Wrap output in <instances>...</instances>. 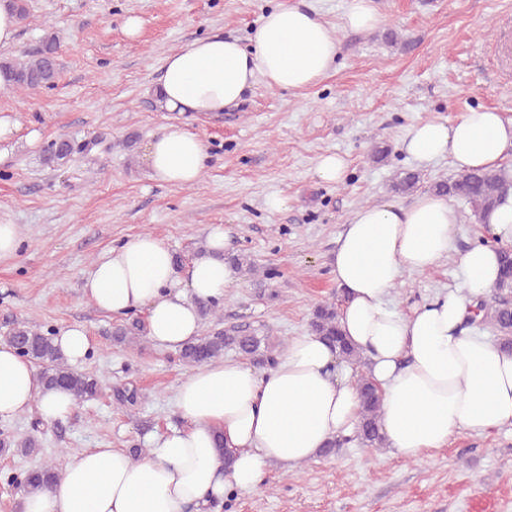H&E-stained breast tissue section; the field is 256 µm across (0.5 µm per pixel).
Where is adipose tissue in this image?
I'll use <instances>...</instances> for the list:
<instances>
[{
  "label": "adipose tissue",
  "instance_id": "ef3b65f1",
  "mask_svg": "<svg viewBox=\"0 0 512 512\" xmlns=\"http://www.w3.org/2000/svg\"><path fill=\"white\" fill-rule=\"evenodd\" d=\"M211 35L170 53L157 81L163 109L207 116L239 106L257 82L302 90L336 65V32L303 0L271 9L249 36ZM403 144L419 164L449 159L460 171L500 169L512 159V118L485 108L454 121L412 124ZM208 160L198 134L170 124L145 156L152 180L186 188ZM458 211L423 193L408 206L355 210L338 239L333 274L342 291L338 319L368 360L382 390L380 425L393 456L419 461L455 433L512 427V354L465 327L473 301L498 278V251L512 246V195L485 220L491 239L460 259L462 287L401 310L390 295L403 273H423L447 257ZM228 231L211 226L203 252L179 266L156 236L140 234L100 257L82 291L98 310L143 312L151 342L180 349L198 336L199 299H220L236 282L222 254ZM185 426L155 436L132 459L119 448H90L65 464L51 492L24 496L22 512H212L233 490L261 488L270 464L312 461L327 440L352 435L359 419L356 379L334 349L313 335L295 336L276 363L256 371L217 360L187 372L174 393ZM67 391L43 388L30 361L0 342V421L29 410L43 420L68 418ZM235 463L225 469L224 453Z\"/></svg>",
  "mask_w": 512,
  "mask_h": 512
}]
</instances>
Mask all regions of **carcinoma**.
<instances>
[{
  "label": "carcinoma",
  "instance_id": "obj_1",
  "mask_svg": "<svg viewBox=\"0 0 512 512\" xmlns=\"http://www.w3.org/2000/svg\"><path fill=\"white\" fill-rule=\"evenodd\" d=\"M60 41L50 34L42 44L36 57L28 62L0 60V72L10 78L11 85L19 90H36L54 85L58 76V53ZM73 153L71 143L65 139L51 142L45 150V161L49 165L60 164ZM421 177L415 172H401L395 178L392 190L397 194H410L419 188ZM429 191L448 198L461 197L474 209L478 218L496 206L512 192V181L500 170L475 169L460 173L453 180L435 181ZM477 311L482 313L481 324L489 325L496 333L502 347L512 352V249L505 248L499 254V276L490 296L479 299ZM308 331L321 337L336 349L340 358L358 369L365 366V358L342 333L338 320L336 302L318 304L309 320ZM144 332L143 325L134 321L119 325L112 331L113 341L118 344L132 343ZM55 330L41 326L17 323L7 333L8 342L17 352L28 359L39 370V378L48 388H63L70 391L77 403H85L99 396L103 389L100 375L90 371H79L71 367L55 344ZM234 351L243 357L261 360L267 364L275 362V346L268 338L260 336L247 327L233 326L212 329L186 343L179 351L185 364L197 367L224 357V351ZM360 393V418L353 438H334L322 448L321 456H333L351 440H357L367 448L386 447L379 425L382 394L372 379L364 373L358 375ZM114 403L119 407L136 405L140 395L133 388L113 389ZM17 448L28 455L38 447V440L30 436L22 441L0 439V448ZM62 479V473L51 464L29 469L20 476L4 477V483L24 495L35 492H51Z\"/></svg>",
  "mask_w": 512,
  "mask_h": 512
}]
</instances>
